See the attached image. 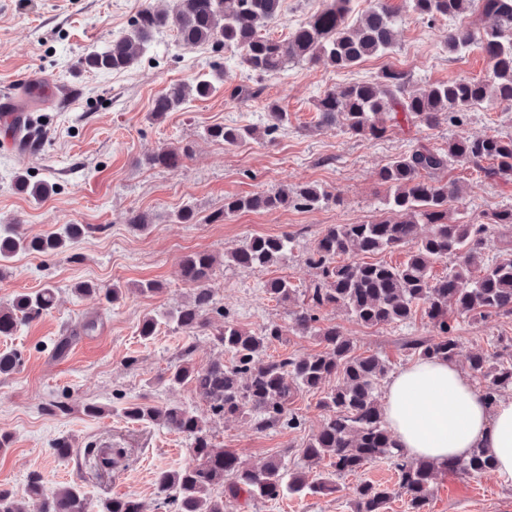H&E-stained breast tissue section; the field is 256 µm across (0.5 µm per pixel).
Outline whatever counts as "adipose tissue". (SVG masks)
Listing matches in <instances>:
<instances>
[{"instance_id": "adipose-tissue-1", "label": "adipose tissue", "mask_w": 512, "mask_h": 512, "mask_svg": "<svg viewBox=\"0 0 512 512\" xmlns=\"http://www.w3.org/2000/svg\"><path fill=\"white\" fill-rule=\"evenodd\" d=\"M389 427L407 456L438 462L486 448L497 473L512 479V400L489 405L459 368L421 359L386 387Z\"/></svg>"}]
</instances>
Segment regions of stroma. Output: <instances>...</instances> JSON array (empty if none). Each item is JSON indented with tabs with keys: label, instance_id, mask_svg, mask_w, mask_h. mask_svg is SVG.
<instances>
[{
	"label": "stroma",
	"instance_id": "obj_1",
	"mask_svg": "<svg viewBox=\"0 0 512 512\" xmlns=\"http://www.w3.org/2000/svg\"><path fill=\"white\" fill-rule=\"evenodd\" d=\"M389 3L401 15L391 54L369 58L349 71L304 61L288 64L280 74L260 76L211 47H179L170 32L158 34L128 71L78 67L87 52L127 30L143 8L169 7L173 0H0V96L21 103L24 85L47 86L34 109L46 124L43 147L20 154L0 143V224L18 225L30 237L51 235L67 224L91 228L56 255L17 254L0 273V308L48 283L57 292L49 314L21 325L15 335L0 336V349L18 348L25 357L19 370L0 376V432L12 440L8 451L0 453V484L23 493L28 473L37 470L52 488L81 484L89 504L132 495L145 512H156L154 474L187 464L188 441L156 424L127 422L122 411L133 402L192 407L206 418L215 443L242 463L256 466L280 457L288 467L303 469L300 448L321 424V392L295 395L290 407L301 419L299 428L257 431L250 418L213 415L190 387L166 383L170 369L185 359L182 351H189L186 359L199 368L223 355L208 333L193 336L164 326L146 341L138 327L144 317L190 299L193 290L182 281L178 266L185 253L222 257L251 236L284 233L292 237L293 247L279 261L253 268L220 264L210 286L229 321L250 330L272 321L290 325L288 307L266 295V283L282 278L307 286L317 275L309 256L328 225L378 218L387 194L378 173L393 157L420 143L441 146L457 135H512V107L494 102L467 112L462 123L398 130L380 140L317 128L316 102L325 92L354 79L374 78L387 67L407 72L419 84L487 75L480 49L453 58L444 51L451 20L418 16L405 0ZM217 71L223 78L216 92L189 98L163 118L153 117L154 99L171 84H192ZM245 87L250 96L242 95ZM271 102L288 114L287 126L274 140L262 137L228 150L204 137L213 124L258 125ZM186 143L193 153L177 170L142 162L154 150ZM20 175L53 190L43 201H33L18 191ZM446 176L462 187L454 212L468 223H486L492 212L512 206V183L488 181L459 166L450 167ZM284 183H316L334 199L315 210L290 206L210 222L225 198ZM186 205L197 211L198 223L176 222V212ZM131 210L148 216L147 228L126 224ZM142 281L156 282L159 291L139 294L134 286ZM84 283L95 285V293H79ZM112 286L124 294L110 303L102 291ZM323 316L353 339L357 353L379 354L393 374L416 360L403 349L405 339L434 335L420 314L407 324L379 327L361 325L341 308ZM89 319L98 326L82 333ZM458 330L456 363L464 370L470 355L493 351L500 340L512 337V317H463ZM64 337L71 338V346L65 356H55L52 348ZM88 404L98 405L100 414L85 415ZM61 436L69 437L74 448L65 460L51 451ZM108 443L128 449L124 464L112 471L92 469L93 449ZM361 481L390 487L397 475L380 460L339 478L337 493L286 494L231 512H352L347 489ZM426 512H512V481L493 471L476 479L439 475Z\"/></svg>",
	"mask_w": 512,
	"mask_h": 512
}]
</instances>
